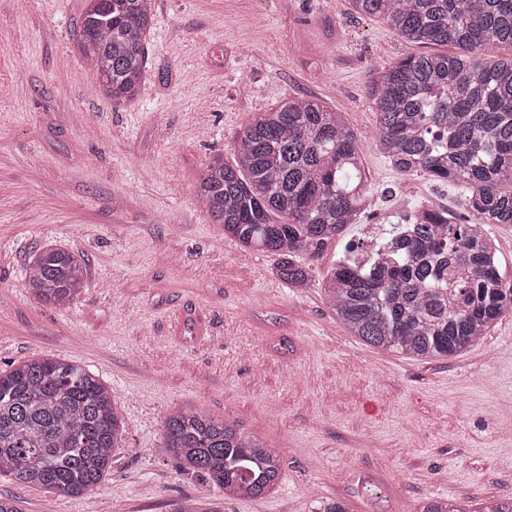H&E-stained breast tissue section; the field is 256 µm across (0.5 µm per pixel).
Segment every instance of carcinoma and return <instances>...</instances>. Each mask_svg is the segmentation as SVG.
Returning a JSON list of instances; mask_svg holds the SVG:
<instances>
[{
    "label": "carcinoma",
    "instance_id": "carcinoma-1",
    "mask_svg": "<svg viewBox=\"0 0 512 512\" xmlns=\"http://www.w3.org/2000/svg\"><path fill=\"white\" fill-rule=\"evenodd\" d=\"M407 43L458 52L409 55L374 71L367 93L377 114V149L403 176L465 183L472 221L436 214L403 218L366 248L371 260L340 261L321 284L339 323L366 344L423 360L452 358L512 312L494 224H512V61L487 51L512 46V0H349ZM153 0H88L78 50L114 101L140 95ZM234 161L213 158L198 201L224 236L275 258L278 279L307 288L310 264L368 198L362 149L340 113L294 97L258 113L234 142ZM84 256L41 249L26 286L40 301L70 303L86 277ZM124 422L111 392L83 367L60 359L23 362L0 374V473L16 483L77 496L112 467ZM159 452L182 473L205 478L225 498L275 490L282 458L265 441L205 413L164 421ZM414 512H512V498L469 509L445 498Z\"/></svg>",
    "mask_w": 512,
    "mask_h": 512
}]
</instances>
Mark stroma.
<instances>
[{
  "label": "stroma",
  "instance_id": "stroma-1",
  "mask_svg": "<svg viewBox=\"0 0 512 512\" xmlns=\"http://www.w3.org/2000/svg\"><path fill=\"white\" fill-rule=\"evenodd\" d=\"M86 0H0V371L42 357L84 367L125 423L112 468L77 497L0 473L19 512H171L208 483L158 454L165 417L196 408L277 448L279 488L224 512H409L420 500L512 498V313L475 346L421 361L367 346L321 282L349 244L417 206L467 217L468 186L402 176L375 147L367 84L417 46L348 0H155L140 96L107 97L76 51ZM314 96L356 134L376 200L297 290L226 237L196 198L256 113ZM49 244L86 284L49 306L25 286ZM381 489L372 498L368 485Z\"/></svg>",
  "mask_w": 512,
  "mask_h": 512
}]
</instances>
